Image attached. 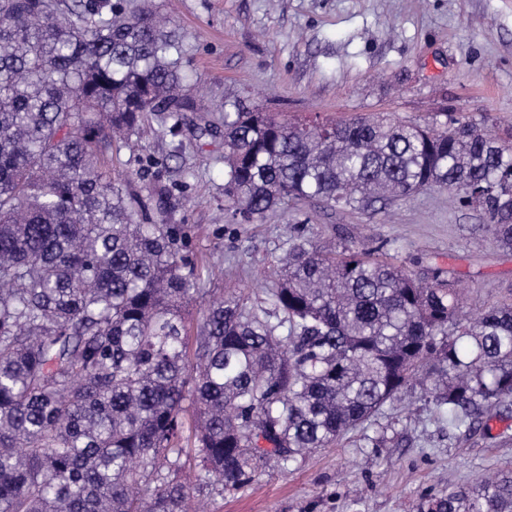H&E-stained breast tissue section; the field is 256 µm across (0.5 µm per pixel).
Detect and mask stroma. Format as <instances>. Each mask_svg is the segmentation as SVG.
<instances>
[{
    "label": "stroma",
    "mask_w": 512,
    "mask_h": 512,
    "mask_svg": "<svg viewBox=\"0 0 512 512\" xmlns=\"http://www.w3.org/2000/svg\"><path fill=\"white\" fill-rule=\"evenodd\" d=\"M174 14L189 48L187 82L204 108L172 134L148 117L139 144L104 154L140 172L135 189L172 187L167 219L185 225L191 251L213 258L214 295L274 278L283 224L319 244H387V258L416 277L459 281L473 316L512 304V249L483 229L486 215L431 189L382 209L331 212L288 205L276 222L233 224L224 210V138L194 137L222 126L225 101L281 113L292 122H345L384 113L431 120L446 110L512 142V0H154ZM379 445L363 430L266 472L210 504L211 512H416L427 495L512 469V418L452 429L415 386L388 403Z\"/></svg>",
    "instance_id": "stroma-1"
}]
</instances>
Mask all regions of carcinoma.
Returning <instances> with one entry per match:
<instances>
[{"mask_svg":"<svg viewBox=\"0 0 512 512\" xmlns=\"http://www.w3.org/2000/svg\"><path fill=\"white\" fill-rule=\"evenodd\" d=\"M153 6L0 0V512H187L376 421L416 383L451 428L512 414V307L458 319L454 283L289 230L263 296L190 327L201 267L101 156L197 110ZM442 189L512 249V146L447 116L300 124L224 102V207L355 211ZM418 512H512V472Z\"/></svg>","mask_w":512,"mask_h":512,"instance_id":"cac0c4a2","label":"carcinoma"}]
</instances>
